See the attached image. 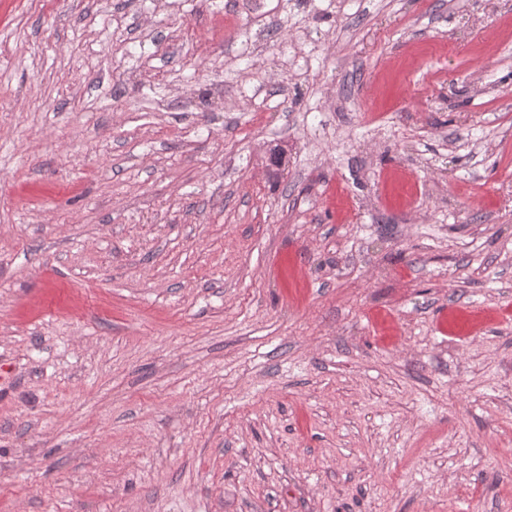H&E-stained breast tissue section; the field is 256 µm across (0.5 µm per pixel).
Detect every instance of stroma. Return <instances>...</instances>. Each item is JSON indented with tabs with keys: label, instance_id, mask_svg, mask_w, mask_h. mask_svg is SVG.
Returning a JSON list of instances; mask_svg holds the SVG:
<instances>
[{
	"label": "stroma",
	"instance_id": "1",
	"mask_svg": "<svg viewBox=\"0 0 512 512\" xmlns=\"http://www.w3.org/2000/svg\"><path fill=\"white\" fill-rule=\"evenodd\" d=\"M0 512H512V0H0Z\"/></svg>",
	"mask_w": 512,
	"mask_h": 512
}]
</instances>
